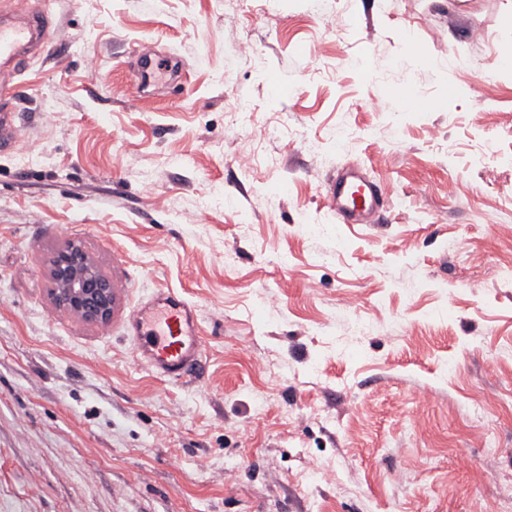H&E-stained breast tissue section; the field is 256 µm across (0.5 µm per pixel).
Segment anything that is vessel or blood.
<instances>
[{"label": "vessel or blood", "mask_w": 512, "mask_h": 512, "mask_svg": "<svg viewBox=\"0 0 512 512\" xmlns=\"http://www.w3.org/2000/svg\"><path fill=\"white\" fill-rule=\"evenodd\" d=\"M12 21L0 22V99L14 95L15 78L29 50L41 46L49 22L27 10L12 9ZM332 208L346 224H369L381 193L360 169H346L328 185ZM130 282L113 280L112 309L123 312L124 330L133 340L136 362L159 377L182 380L193 375L202 359L203 344L194 307L169 290L122 309Z\"/></svg>", "instance_id": "vessel-or-blood-1"}]
</instances>
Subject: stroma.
Wrapping results in <instances>:
<instances>
[{"instance_id": "35a3bbf8", "label": "stroma", "mask_w": 512, "mask_h": 512, "mask_svg": "<svg viewBox=\"0 0 512 512\" xmlns=\"http://www.w3.org/2000/svg\"><path fill=\"white\" fill-rule=\"evenodd\" d=\"M330 4L328 33L309 0H30L48 37L10 106L41 153H0V512H512V0ZM349 166L378 223L332 210ZM73 241L131 281L124 306L195 307L193 377L54 302Z\"/></svg>"}]
</instances>
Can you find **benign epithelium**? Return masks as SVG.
Returning a JSON list of instances; mask_svg holds the SVG:
<instances>
[{"instance_id": "1", "label": "benign epithelium", "mask_w": 512, "mask_h": 512, "mask_svg": "<svg viewBox=\"0 0 512 512\" xmlns=\"http://www.w3.org/2000/svg\"><path fill=\"white\" fill-rule=\"evenodd\" d=\"M55 302L91 323L112 317V281L101 275L82 247L70 244L53 261Z\"/></svg>"}]
</instances>
